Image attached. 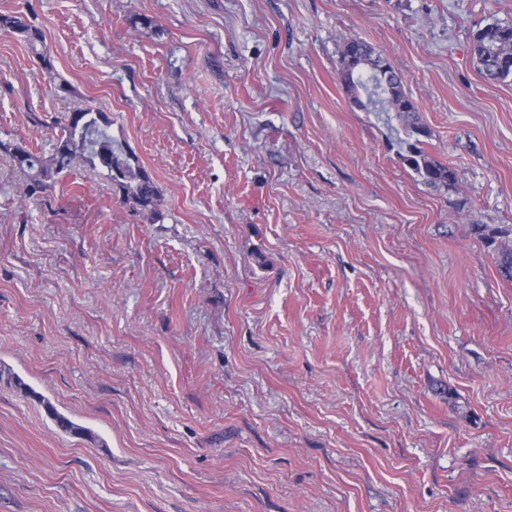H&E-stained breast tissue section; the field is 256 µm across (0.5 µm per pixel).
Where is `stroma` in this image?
<instances>
[{
    "instance_id": "stroma-1",
    "label": "stroma",
    "mask_w": 512,
    "mask_h": 512,
    "mask_svg": "<svg viewBox=\"0 0 512 512\" xmlns=\"http://www.w3.org/2000/svg\"><path fill=\"white\" fill-rule=\"evenodd\" d=\"M0 512H512V81L471 33L512 0H0ZM357 36L406 135L356 107ZM84 101L154 179L135 212L76 162L27 195ZM91 430L62 432L45 407ZM0 29L11 33L23 34V41L31 49L32 53L43 61L45 70L50 77H53V65L49 60L48 51L43 42L41 31L35 26L18 16L1 15ZM339 75L353 103L365 110L394 112L408 140L400 159L421 181L433 188H455L456 172L434 159L420 145L429 135L416 102L406 93L403 79L390 60L361 38L349 37L339 48ZM489 247H493L494 259L500 275L512 280V226L488 228L475 224Z\"/></svg>"
}]
</instances>
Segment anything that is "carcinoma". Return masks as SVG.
I'll return each mask as SVG.
<instances>
[{"instance_id": "obj_1", "label": "carcinoma", "mask_w": 512, "mask_h": 512, "mask_svg": "<svg viewBox=\"0 0 512 512\" xmlns=\"http://www.w3.org/2000/svg\"><path fill=\"white\" fill-rule=\"evenodd\" d=\"M0 29L23 35L32 53L43 61L48 75L53 65L41 31L18 16L1 15ZM472 49L478 69L489 80L512 79V26L489 23L472 34ZM339 75L353 103L365 110L392 112L403 126L408 140L400 159L421 181L433 188H455L456 172L434 160L423 149L428 129L421 123L416 102L406 93L403 79L390 60L361 38L349 37L339 48ZM107 115L92 103H85L58 122L53 153L48 156L15 146L13 161L26 173L28 192L33 196L52 187L59 174L76 160L101 170L118 191L122 202L143 213L157 212L159 190L146 170L108 133ZM477 230L493 248L500 275L512 280V226ZM56 425L65 433L84 436L88 430L58 413L50 402L40 399Z\"/></svg>"}]
</instances>
